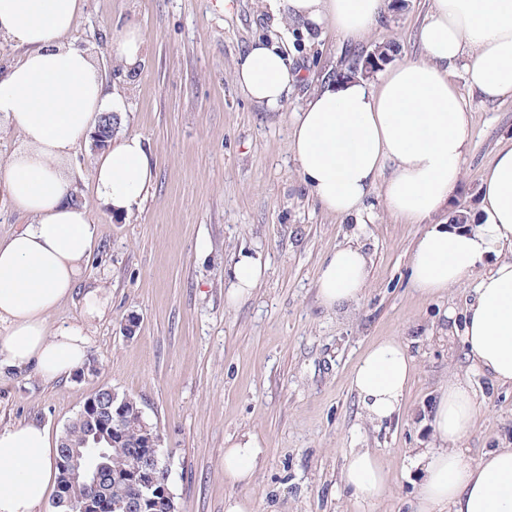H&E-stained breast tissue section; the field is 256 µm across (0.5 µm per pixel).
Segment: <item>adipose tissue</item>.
I'll use <instances>...</instances> for the list:
<instances>
[{
  "mask_svg": "<svg viewBox=\"0 0 512 512\" xmlns=\"http://www.w3.org/2000/svg\"><path fill=\"white\" fill-rule=\"evenodd\" d=\"M286 4L291 19L334 29L356 44L386 11V0H268ZM83 0H0V36L22 57L0 72V123L22 146L0 168L16 209L29 224L0 238V372L36 368L48 380L84 367L87 339L78 326L49 329L51 313L70 296L95 241L88 212L71 200L63 164L110 99L94 60L67 40ZM422 55L392 67L379 83L359 76L330 81L293 116L292 150L303 182L327 212L360 218L372 192L403 223L425 224L411 255V278L433 297L476 277L463 340L474 369L512 384V145L481 175L480 202L467 224L438 221L460 183L468 151V105L451 81L464 68L482 100L512 99V0H429L417 30ZM298 74L285 45L254 43L234 73L258 105L276 109ZM154 178L142 138L128 135L103 151L93 187L114 216H129ZM369 258L348 243L328 254L317 295L336 309L368 286ZM265 271L260 256L239 254L231 299L251 296ZM413 359L400 342L372 345L351 387L370 423L390 419L409 388ZM476 401L468 376L451 374L438 398L432 440L415 449L420 484L415 512H512V448L477 462L457 446L473 425ZM57 448L49 431L28 423L0 428V512H36L54 481ZM258 446L241 435L224 451V472L252 477ZM355 497L377 503L392 485L377 456L352 453L342 471Z\"/></svg>",
  "mask_w": 512,
  "mask_h": 512,
  "instance_id": "1",
  "label": "adipose tissue"
}]
</instances>
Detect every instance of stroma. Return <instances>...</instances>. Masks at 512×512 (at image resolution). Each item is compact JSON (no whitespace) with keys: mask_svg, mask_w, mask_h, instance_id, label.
I'll use <instances>...</instances> for the list:
<instances>
[{"mask_svg":"<svg viewBox=\"0 0 512 512\" xmlns=\"http://www.w3.org/2000/svg\"><path fill=\"white\" fill-rule=\"evenodd\" d=\"M428 0L387 11L358 46L335 31L288 21L268 0H84L69 36L89 50L108 93L118 94L115 138L141 135L155 179L138 210L117 218L90 188L98 155L85 139L66 161L78 202L96 226L90 258L50 328L83 327L95 372L45 380L29 367L0 376V427L37 422L53 437L86 400L109 387L134 397L164 438L178 512H224L238 498L250 512H413L419 472L413 449L431 441L438 391L452 369L468 371L477 417L460 441L469 461L512 446V385L469 370L461 337L436 334L445 310L463 314L476 277L442 295L412 286L410 256L424 230L404 224L370 195L363 224L326 212L298 173L291 121L306 100L357 55L396 43L397 62L418 58L416 31ZM144 35L128 71L110 45L124 28ZM287 42L301 77L281 107L252 102L234 71L254 41ZM469 149L450 210L476 212L483 169L512 143V100L481 102L463 70ZM370 258L369 286L345 316L320 305L316 279L327 254L349 241ZM261 255L253 294L227 301L239 252ZM104 303L88 313L85 297ZM137 317L126 336L128 317ZM405 345L415 369L397 416L367 423L351 372L374 342ZM258 443L253 477L224 474V450L240 435ZM368 448L392 478L377 505L341 480L353 451Z\"/></svg>","mask_w":512,"mask_h":512,"instance_id":"obj_1","label":"stroma"}]
</instances>
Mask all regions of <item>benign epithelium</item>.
Instances as JSON below:
<instances>
[{"mask_svg": "<svg viewBox=\"0 0 512 512\" xmlns=\"http://www.w3.org/2000/svg\"><path fill=\"white\" fill-rule=\"evenodd\" d=\"M113 130L112 113L108 112L92 132L96 149L102 150L110 145ZM127 413V400L119 399L113 390L105 395L95 392L84 404L80 416L89 423L90 431L80 454L81 462L65 453L58 460V466L67 478L81 481L87 495L73 500L66 498L63 491H58L56 500L68 507L67 512H100L102 509L107 512H142L154 501V496L172 497L170 469L159 467L164 454L162 436L144 422L135 441L138 458L129 475V496L113 503L103 494L107 472L105 444L116 445L125 440Z\"/></svg>", "mask_w": 512, "mask_h": 512, "instance_id": "benign-epithelium-1", "label": "benign epithelium"}]
</instances>
